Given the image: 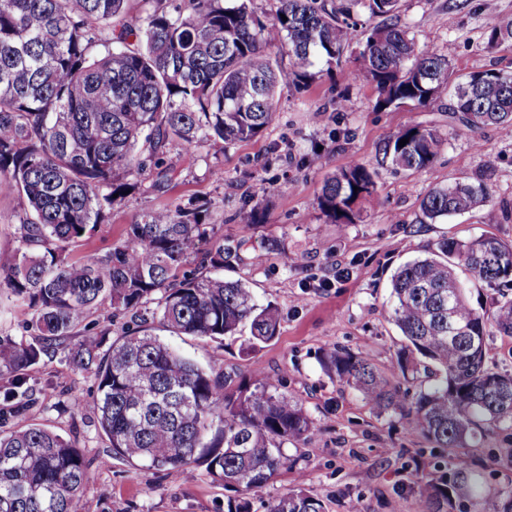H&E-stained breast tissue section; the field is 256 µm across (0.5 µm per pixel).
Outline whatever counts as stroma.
Returning <instances> with one entry per match:
<instances>
[{
	"label": "stroma",
	"mask_w": 512,
	"mask_h": 512,
	"mask_svg": "<svg viewBox=\"0 0 512 512\" xmlns=\"http://www.w3.org/2000/svg\"><path fill=\"white\" fill-rule=\"evenodd\" d=\"M512 17V0H402L400 20L416 38L448 55L459 76L486 69L512 71V42L484 47L488 23ZM346 109L332 111L338 92ZM449 90L426 109L380 110L373 87L349 82L332 69L308 85L281 82L276 121L256 138L221 147L170 145L161 170L164 186L152 182L157 169L141 174L142 188L108 214L73 249L76 258L99 255L124 237L139 214L207 203L204 223L216 241L236 250L224 266L228 279L242 280L260 303H272L281 320L276 337L250 348L249 331L214 342L167 331L148 319L153 334L205 367L224 373L230 385L269 377L298 399L315 424L306 440L286 445L292 464L280 470L251 512L296 484L320 498L325 512H428L420 478L436 473L456 452L432 449L419 429L395 415H378L359 393L340 386L320 360L334 348L366 357L408 395L421 381L402 378L395 364L407 341L390 321L389 282L405 262L423 256L443 239L465 241L493 235L512 244V138L485 130L481 148L470 133L450 124ZM437 128L446 141L437 161L416 173L381 171L377 192L364 217L329 224L317 207L325 177L351 161L374 165L383 139L403 125ZM488 172L490 204L501 212L495 224L482 211L453 215L434 224L421 221L420 201L433 187ZM23 201L0 185V256L18 245ZM259 223H249L251 213ZM42 387L37 423L80 448L92 462L81 499L82 512H225L228 492L205 463L178 477L112 457L97 428L96 383L72 369L63 354L43 358L28 372ZM84 396L80 410L68 397ZM494 494L512 489V427L468 440L462 448Z\"/></svg>",
	"instance_id": "35a3bbf8"
}]
</instances>
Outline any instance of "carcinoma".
I'll return each mask as SVG.
<instances>
[{
	"instance_id": "obj_1",
	"label": "carcinoma",
	"mask_w": 512,
	"mask_h": 512,
	"mask_svg": "<svg viewBox=\"0 0 512 512\" xmlns=\"http://www.w3.org/2000/svg\"><path fill=\"white\" fill-rule=\"evenodd\" d=\"M0 0V182L24 199L20 246L0 264V288L31 314L40 342L0 336V387L20 413L43 390L27 371L49 350L97 384V424L112 454L170 475L203 458L214 480L244 499L227 512H249L290 464L285 445L308 438L314 422L302 404L260 378L233 391L144 329L106 343L112 329H73L102 305L115 311L155 302L153 316L175 333L218 341L248 324L252 345L271 341L279 310L260 305L240 280L206 274L224 269V245L210 243L201 206L146 211L125 238L101 255L72 257V247L106 213L140 189V173L161 165L171 143L230 145L260 135L276 118L280 81L306 83L324 63L377 92L376 107H427L452 87L451 119L476 134L512 133V72L488 69L463 79L448 56L421 44L400 24L401 0H277L263 21L249 0ZM370 23L356 35L353 15ZM512 41V20L493 21L485 48ZM289 57L276 71L268 50ZM403 138L406 145H399ZM444 145L419 123L389 135L376 166L353 160L328 176L318 208L332 224H354L376 191L378 169L415 173ZM483 177L429 190L420 201L427 223L477 208L485 213ZM195 270L179 274L190 263ZM512 285V244L493 236L444 239L391 275L389 318L413 350L437 366L414 401L368 359L345 349L324 369L380 414L407 420L437 448H462L477 432L512 424V373L485 366L487 339L512 336V296L478 312L459 273ZM419 485L429 512H453L468 498L477 512H512V490L484 493L467 457ZM89 461L81 449L36 423L0 430V512H80ZM266 512H325L321 499L292 489Z\"/></svg>"
}]
</instances>
